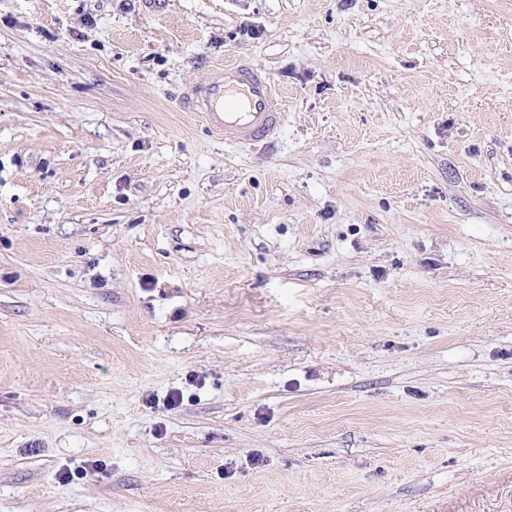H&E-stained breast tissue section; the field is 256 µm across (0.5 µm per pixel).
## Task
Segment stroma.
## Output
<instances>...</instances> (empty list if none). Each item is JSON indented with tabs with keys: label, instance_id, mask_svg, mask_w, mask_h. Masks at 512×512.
Instances as JSON below:
<instances>
[{
	"label": "stroma",
	"instance_id": "35a3bbf8",
	"mask_svg": "<svg viewBox=\"0 0 512 512\" xmlns=\"http://www.w3.org/2000/svg\"><path fill=\"white\" fill-rule=\"evenodd\" d=\"M0 512H512V0H0ZM182 103L200 112L224 142L251 144L269 140L282 120L280 98L271 78L244 64L216 67L201 84L187 87Z\"/></svg>",
	"mask_w": 512,
	"mask_h": 512
}]
</instances>
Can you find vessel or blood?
Masks as SVG:
<instances>
[{"instance_id": "1", "label": "vessel or blood", "mask_w": 512, "mask_h": 512, "mask_svg": "<svg viewBox=\"0 0 512 512\" xmlns=\"http://www.w3.org/2000/svg\"><path fill=\"white\" fill-rule=\"evenodd\" d=\"M182 103L186 110L202 114L209 128L228 143L269 140L282 120L271 78L244 64L216 67L204 82L183 92Z\"/></svg>"}]
</instances>
